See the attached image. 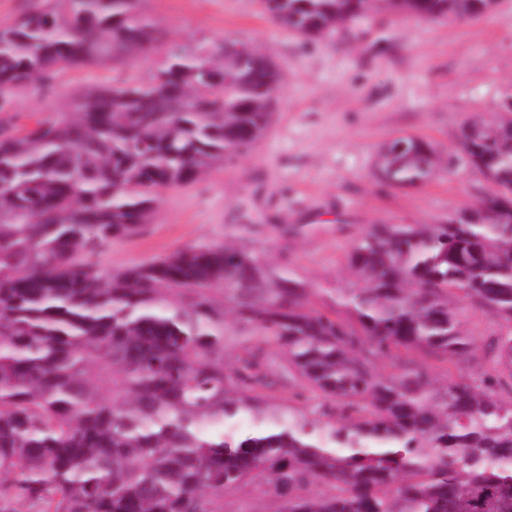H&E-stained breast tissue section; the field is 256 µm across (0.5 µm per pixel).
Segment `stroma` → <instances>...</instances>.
<instances>
[{
	"mask_svg": "<svg viewBox=\"0 0 512 512\" xmlns=\"http://www.w3.org/2000/svg\"><path fill=\"white\" fill-rule=\"evenodd\" d=\"M145 13L183 41L244 39L281 74L274 121L249 153L197 182L163 192L152 223L113 242L103 270L161 259L201 242L233 241L288 262L324 303L349 287L345 257L371 224H438L493 186L454 160L462 122L493 118L512 102V0L468 21L379 18L359 39L307 42L266 16L257 0H144ZM155 61L70 70L48 89H18L10 114L25 125L57 118L67 93L90 83L149 82ZM413 135L449 155L447 169L413 189L380 188L379 148Z\"/></svg>",
	"mask_w": 512,
	"mask_h": 512,
	"instance_id": "1",
	"label": "stroma"
}]
</instances>
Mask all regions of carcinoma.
I'll use <instances>...</instances> for the list:
<instances>
[{"label": "carcinoma", "mask_w": 512, "mask_h": 512, "mask_svg": "<svg viewBox=\"0 0 512 512\" xmlns=\"http://www.w3.org/2000/svg\"><path fill=\"white\" fill-rule=\"evenodd\" d=\"M143 2L43 0L0 23V112L62 71L158 58L150 82L87 85L57 119L0 120V512H226L247 484L270 512H512V205L370 225L329 308L228 242L100 269L163 191L263 137L279 89L265 55L241 61L247 42H177ZM259 2L315 41L387 13L475 19L496 0ZM456 159L512 194V112L464 123ZM446 164L399 136L376 177L416 188ZM461 302L500 326L476 380L456 375L474 358Z\"/></svg>", "instance_id": "1"}]
</instances>
